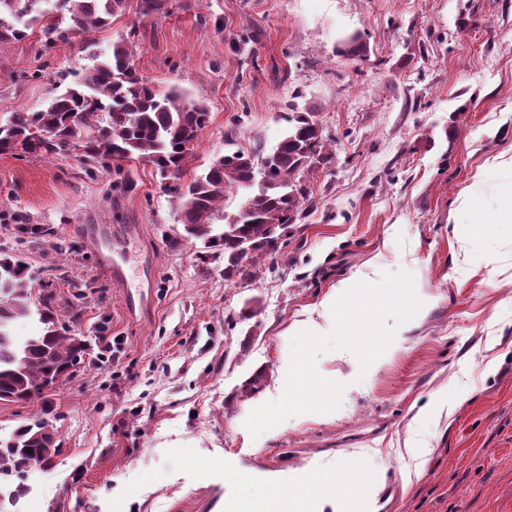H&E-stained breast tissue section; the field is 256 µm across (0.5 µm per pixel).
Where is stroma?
Instances as JSON below:
<instances>
[{
	"label": "stroma",
	"mask_w": 512,
	"mask_h": 512,
	"mask_svg": "<svg viewBox=\"0 0 512 512\" xmlns=\"http://www.w3.org/2000/svg\"><path fill=\"white\" fill-rule=\"evenodd\" d=\"M353 33L366 55L339 53ZM122 36L139 74L209 109L188 174L272 149L293 109L318 113L334 159L305 172L311 199L275 272L228 281L223 256L199 261L178 239L152 165L129 162L137 187L120 194L71 155H0V249L25 256L37 299L80 335L121 339L46 404L0 403V438L42 412L63 442L53 467L25 473L22 512H233L349 462L382 477L367 512H512V223L488 221L511 174L486 165L512 156V0H167L144 19L129 0L93 51ZM83 42H0V118L70 84L90 63ZM93 226L130 254L127 288L151 267L143 309L91 255ZM402 269L423 307L385 357L363 373L349 351L322 354L340 407L251 437V411L284 392L294 323L332 289Z\"/></svg>",
	"instance_id": "35a3bbf8"
}]
</instances>
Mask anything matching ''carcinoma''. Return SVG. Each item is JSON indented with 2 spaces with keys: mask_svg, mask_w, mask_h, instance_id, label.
<instances>
[{
  "mask_svg": "<svg viewBox=\"0 0 512 512\" xmlns=\"http://www.w3.org/2000/svg\"><path fill=\"white\" fill-rule=\"evenodd\" d=\"M127 0H30L19 12L15 0H0V40L22 41L39 30L48 49L68 40L55 11L69 16L72 27L91 34L123 13ZM165 0H137L143 18L164 10ZM135 50L121 39L110 57L96 61L72 84L37 112H14L0 120V154L57 157L73 154L91 171L113 176V186L134 192L136 182L124 163L151 164L176 201L179 236L200 245L198 258L224 255V279L250 281L259 266L281 247L288 225L303 219L310 191L299 175L332 156L329 140L318 130L314 113L293 111L288 132L269 152L237 150L215 157L188 184L181 182L193 157L198 132L209 122L203 104L187 100L172 88L160 91L138 73ZM256 186L239 209H224L226 193ZM249 248V254L242 248ZM36 279L17 253L0 252V401L29 399L91 353L75 331L78 316L62 321L43 307L32 311ZM38 314L42 333L24 341L10 332L11 324ZM63 452L59 431L49 421L34 420L0 441V482L25 467L52 461Z\"/></svg>",
  "mask_w": 512,
  "mask_h": 512,
  "instance_id": "1",
  "label": "carcinoma"
}]
</instances>
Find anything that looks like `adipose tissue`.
Wrapping results in <instances>:
<instances>
[{"label": "adipose tissue", "instance_id": "adipose-tissue-1", "mask_svg": "<svg viewBox=\"0 0 512 512\" xmlns=\"http://www.w3.org/2000/svg\"><path fill=\"white\" fill-rule=\"evenodd\" d=\"M375 479L350 469L340 473L296 477L295 486H270L260 497L250 499L254 512H358Z\"/></svg>", "mask_w": 512, "mask_h": 512}]
</instances>
